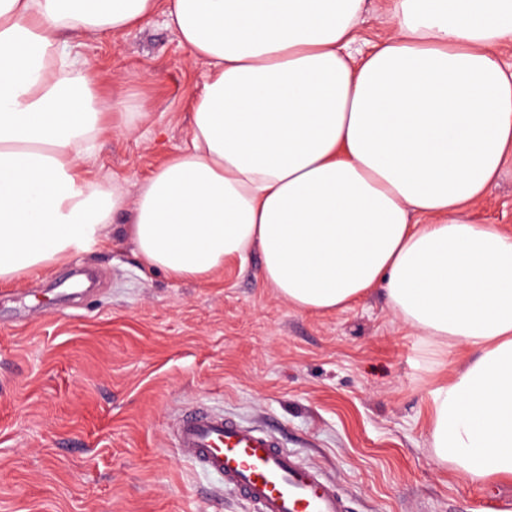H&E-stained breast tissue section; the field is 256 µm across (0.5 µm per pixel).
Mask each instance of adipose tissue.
I'll use <instances>...</instances> for the list:
<instances>
[{"instance_id":"ef3b65f1","label":"adipose tissue","mask_w":512,"mask_h":512,"mask_svg":"<svg viewBox=\"0 0 512 512\" xmlns=\"http://www.w3.org/2000/svg\"><path fill=\"white\" fill-rule=\"evenodd\" d=\"M366 0H0V282L102 243L126 208L90 180L103 129L82 39L154 15L209 66L184 148L139 185L142 263L203 280L262 256L305 312L383 287L393 312L465 365L431 392L437 457L512 479V236L471 223L512 159V0H389L355 53ZM386 9L387 0H369L367 10L356 28L358 45L366 48L367 45L378 41L387 34Z\"/></svg>"}]
</instances>
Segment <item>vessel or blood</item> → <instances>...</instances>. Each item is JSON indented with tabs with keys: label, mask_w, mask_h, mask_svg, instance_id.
Returning <instances> with one entry per match:
<instances>
[{
	"label": "vessel or blood",
	"mask_w": 512,
	"mask_h": 512,
	"mask_svg": "<svg viewBox=\"0 0 512 512\" xmlns=\"http://www.w3.org/2000/svg\"><path fill=\"white\" fill-rule=\"evenodd\" d=\"M175 444L257 512H345L335 485L267 431L220 414L194 412L179 421Z\"/></svg>",
	"instance_id": "vessel-or-blood-1"
}]
</instances>
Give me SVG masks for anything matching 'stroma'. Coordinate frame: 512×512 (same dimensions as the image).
<instances>
[{
	"instance_id": "35a3bbf8",
	"label": "stroma",
	"mask_w": 512,
	"mask_h": 512,
	"mask_svg": "<svg viewBox=\"0 0 512 512\" xmlns=\"http://www.w3.org/2000/svg\"><path fill=\"white\" fill-rule=\"evenodd\" d=\"M82 52L119 105L89 177L120 180L129 209L107 246L0 285V512H253L176 448L173 420L195 407L275 434L346 512H512L511 481L436 459L430 392L462 355L429 372L383 290L309 313L261 280L255 250L201 281L141 263L125 232L138 185L185 145L207 67L160 15ZM127 112L130 136L115 131ZM466 216L512 234V159Z\"/></svg>"
}]
</instances>
